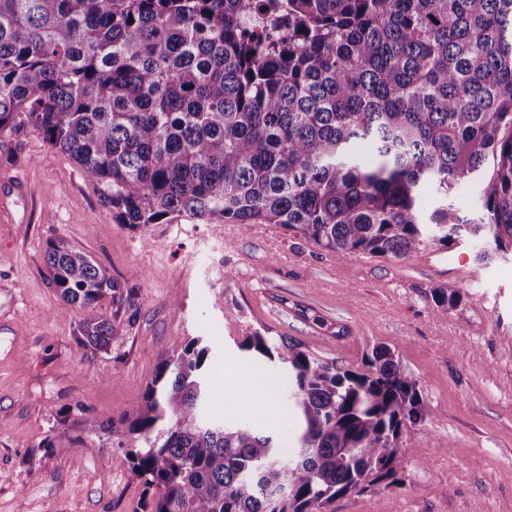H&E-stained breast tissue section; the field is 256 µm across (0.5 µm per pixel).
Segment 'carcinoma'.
Returning a JSON list of instances; mask_svg holds the SVG:
<instances>
[{"label": "carcinoma", "mask_w": 512, "mask_h": 512, "mask_svg": "<svg viewBox=\"0 0 512 512\" xmlns=\"http://www.w3.org/2000/svg\"><path fill=\"white\" fill-rule=\"evenodd\" d=\"M30 134L79 166L122 228L276 224L395 258L467 234L484 261L512 247V0H0V153ZM482 174L478 217L421 214L423 187L446 199ZM44 256L81 312L78 347L111 353L138 290L64 238ZM430 300L440 316L462 295ZM199 343L175 342L130 412H57L61 445L76 461L122 449L151 493L144 512H333L405 486L400 441L430 406L387 345L355 366L245 336L241 351L288 372L301 428L286 450L205 415Z\"/></svg>", "instance_id": "carcinoma-1"}]
</instances>
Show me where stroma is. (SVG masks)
Instances as JSON below:
<instances>
[{
  "mask_svg": "<svg viewBox=\"0 0 512 512\" xmlns=\"http://www.w3.org/2000/svg\"><path fill=\"white\" fill-rule=\"evenodd\" d=\"M0 157V512H143L147 494L121 449L46 448L58 410L119 415L136 407L160 354L202 337L213 372L212 413L295 439L299 421L276 363L237 350L253 330L298 341L315 355L360 363L383 342L420 383L431 408L402 450L406 485L336 502L335 512H512V253L481 261L461 236L403 258L323 250L275 224L241 228L180 217L118 226L98 187L66 155L31 135ZM29 190L18 195L16 182ZM482 180L441 198L477 217ZM63 237L140 292L136 324L110 354L85 356L78 310L50 282L48 239ZM459 290L460 305L434 315L429 291ZM265 373L269 388L225 391V365Z\"/></svg>",
  "mask_w": 512,
  "mask_h": 512,
  "instance_id": "1",
  "label": "stroma"
}]
</instances>
